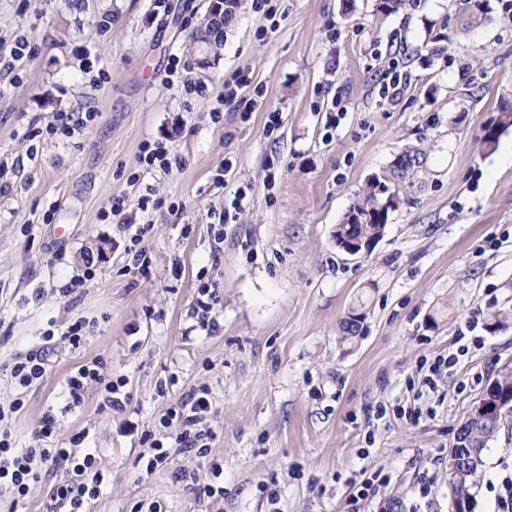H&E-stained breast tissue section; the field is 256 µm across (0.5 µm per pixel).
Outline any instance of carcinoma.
Here are the masks:
<instances>
[{"instance_id": "obj_1", "label": "carcinoma", "mask_w": 512, "mask_h": 512, "mask_svg": "<svg viewBox=\"0 0 512 512\" xmlns=\"http://www.w3.org/2000/svg\"><path fill=\"white\" fill-rule=\"evenodd\" d=\"M423 165V153L419 150L403 152L394 168L376 175L369 181L362 196L353 204L346 215V221L336 225L334 238H364L373 240L384 233L388 216L382 214L383 198L378 187L384 185L396 190L399 202H409V188L413 186L419 168ZM497 397L506 401L501 410L499 424L512 420V369H501L496 377ZM489 438L483 428L476 423L471 424L468 444L460 452L470 458L461 479L454 482L448 491V497H456L466 503H474L477 476L483 466V452Z\"/></svg>"}]
</instances>
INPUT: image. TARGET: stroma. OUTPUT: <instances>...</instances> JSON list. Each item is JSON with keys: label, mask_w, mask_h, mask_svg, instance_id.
Returning a JSON list of instances; mask_svg holds the SVG:
<instances>
[{"label": "stroma", "mask_w": 512, "mask_h": 512, "mask_svg": "<svg viewBox=\"0 0 512 512\" xmlns=\"http://www.w3.org/2000/svg\"><path fill=\"white\" fill-rule=\"evenodd\" d=\"M376 2L271 0V18L241 0L200 71L187 46L207 0L162 13L155 0H0V403L23 402L18 447L38 446L50 412L57 447L84 433L108 477L90 512H386L392 500L449 512L457 430L512 360V327H487L512 309V126L484 142L512 105V17L488 0L467 30L454 0L384 19ZM240 74V98L257 103L246 115L224 103ZM398 76L403 92L385 97ZM89 109L88 128L46 133L56 113ZM147 142L169 149V168H144ZM408 149L426 158L412 203L369 252L337 249L368 179ZM239 190L241 209L220 223ZM118 200L146 226L139 241L113 218ZM94 243L105 259L86 258ZM205 282L217 300L204 315ZM354 307L364 317L350 338ZM77 317L88 328L75 350L62 334ZM49 330L46 375L19 387L10 362ZM95 357L121 381L122 406L95 384L67 408V376ZM200 387L207 457L175 449L147 471L148 437L176 436L170 414ZM484 461L474 512H497L512 424Z\"/></svg>", "instance_id": "1"}]
</instances>
